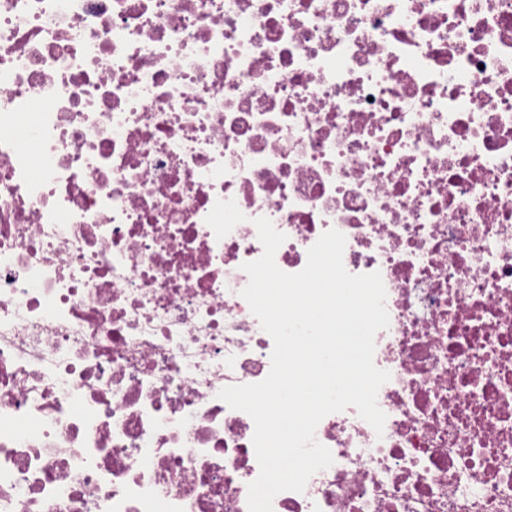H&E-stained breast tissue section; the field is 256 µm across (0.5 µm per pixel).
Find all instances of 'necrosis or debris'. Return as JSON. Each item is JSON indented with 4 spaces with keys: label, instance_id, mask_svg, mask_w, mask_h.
<instances>
[{
    "label": "necrosis or debris",
    "instance_id": "obj_1",
    "mask_svg": "<svg viewBox=\"0 0 512 512\" xmlns=\"http://www.w3.org/2000/svg\"><path fill=\"white\" fill-rule=\"evenodd\" d=\"M260 217L389 315L273 512H512V0H0V512H248Z\"/></svg>",
    "mask_w": 512,
    "mask_h": 512
}]
</instances>
